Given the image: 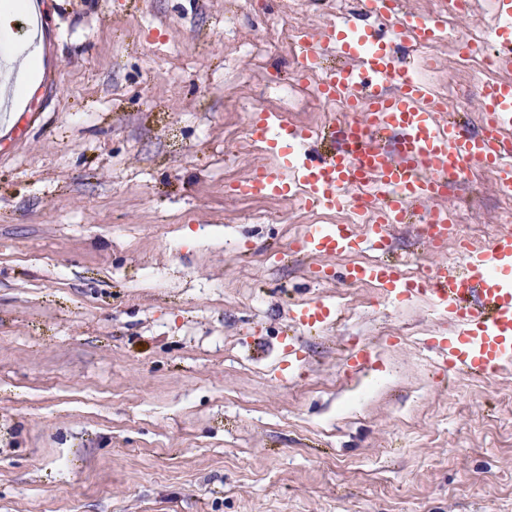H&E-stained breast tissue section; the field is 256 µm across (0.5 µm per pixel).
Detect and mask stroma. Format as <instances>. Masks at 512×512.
Returning a JSON list of instances; mask_svg holds the SVG:
<instances>
[{"instance_id": "1", "label": "stroma", "mask_w": 512, "mask_h": 512, "mask_svg": "<svg viewBox=\"0 0 512 512\" xmlns=\"http://www.w3.org/2000/svg\"><path fill=\"white\" fill-rule=\"evenodd\" d=\"M44 68L0 149V512H512V365L437 373L451 335L422 298L316 280L358 259L431 262L419 223L386 250L311 257L295 199H238L226 178L255 99L285 98L281 54L233 36L290 17L325 40L327 0H34ZM492 237L490 176L448 187ZM346 319L292 330L297 304Z\"/></svg>"}]
</instances>
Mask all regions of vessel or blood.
<instances>
[{
  "mask_svg": "<svg viewBox=\"0 0 512 512\" xmlns=\"http://www.w3.org/2000/svg\"><path fill=\"white\" fill-rule=\"evenodd\" d=\"M362 12L369 24L348 19L328 35L329 43L350 57V65L322 69L319 42L307 34L294 61L304 70L321 69L320 95L344 98L354 114L338 130L337 151L324 157L296 154L297 146L316 137V130L275 123L270 114L256 113L251 119L254 136L266 147L281 148L283 159L277 167H254L233 188L251 198H288L299 181L307 189L305 206L363 214V235L346 224L309 225L296 248L311 256L350 253L366 243L384 249L393 225L407 223L413 205L443 198L451 176L466 181L474 173H487L501 192L512 193V82L479 85L481 130L449 119L421 64L398 61L391 50L397 41L414 45L428 39L434 23L402 11L400 0H362ZM378 17L387 19L390 29L373 26ZM452 221V214L440 210L429 217L432 230L426 243L438 259L418 278L405 279L396 265L382 261L350 266L345 279L373 282L389 299L432 295L454 328L453 336L434 346L441 367L487 378L512 362V231L501 232L487 245L462 248L461 264L455 267L441 258ZM330 314L328 306L315 300L301 306L294 318L312 326Z\"/></svg>",
  "mask_w": 512,
  "mask_h": 512,
  "instance_id": "vessel-or-blood-1",
  "label": "vessel or blood"
}]
</instances>
